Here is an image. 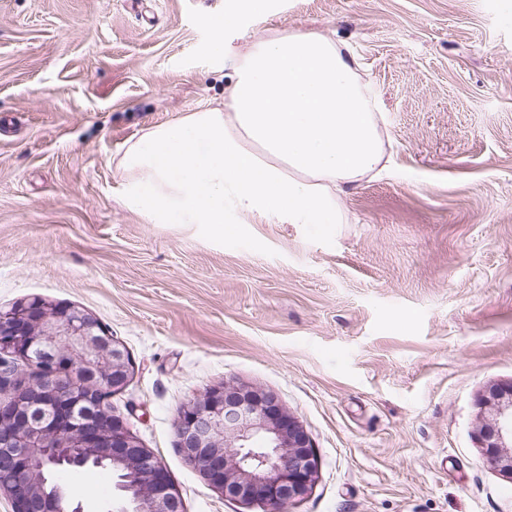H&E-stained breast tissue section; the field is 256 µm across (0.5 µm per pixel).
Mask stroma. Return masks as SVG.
I'll use <instances>...</instances> for the list:
<instances>
[{"instance_id": "35a3bbf8", "label": "stroma", "mask_w": 512, "mask_h": 512, "mask_svg": "<svg viewBox=\"0 0 512 512\" xmlns=\"http://www.w3.org/2000/svg\"><path fill=\"white\" fill-rule=\"evenodd\" d=\"M236 0H0V312L80 307L128 350L111 399L184 512H263L177 448L208 388L275 392L318 478L291 512H512L474 431L512 380V0H268L238 34L352 46L386 168L341 224L249 219L218 239L125 207L117 162L146 128L224 102L211 24ZM68 497L121 506L115 480Z\"/></svg>"}]
</instances>
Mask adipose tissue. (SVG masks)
Listing matches in <instances>:
<instances>
[{
	"label": "adipose tissue",
	"mask_w": 512,
	"mask_h": 512,
	"mask_svg": "<svg viewBox=\"0 0 512 512\" xmlns=\"http://www.w3.org/2000/svg\"><path fill=\"white\" fill-rule=\"evenodd\" d=\"M223 107L148 128L118 168L152 224L227 232V212L338 224L347 190L383 171V116L345 43L273 34L230 55Z\"/></svg>",
	"instance_id": "obj_1"
}]
</instances>
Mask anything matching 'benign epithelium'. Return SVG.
Wrapping results in <instances>:
<instances>
[{"label":"benign epithelium","instance_id":"obj_1","mask_svg":"<svg viewBox=\"0 0 512 512\" xmlns=\"http://www.w3.org/2000/svg\"><path fill=\"white\" fill-rule=\"evenodd\" d=\"M132 371L125 348L84 309L33 299L0 312V493L13 512H85L55 470L109 466L122 472L120 512H184L155 454L108 404ZM475 438L512 483V381L479 395ZM178 448L204 482L244 505L269 512L311 490L318 459L309 433L279 396L244 384L213 386L177 413Z\"/></svg>","mask_w":512,"mask_h":512}]
</instances>
